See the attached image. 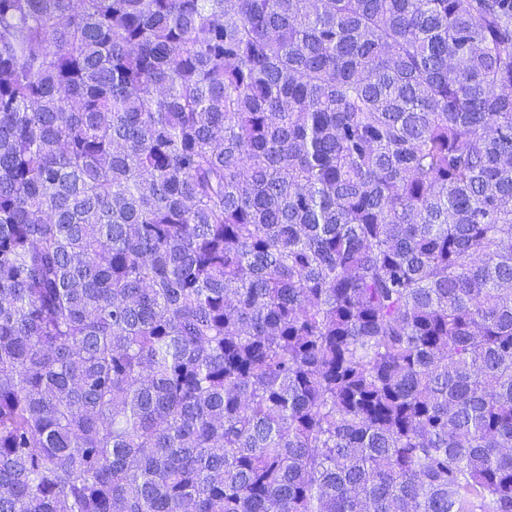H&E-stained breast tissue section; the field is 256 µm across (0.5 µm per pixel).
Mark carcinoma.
Instances as JSON below:
<instances>
[{"instance_id": "obj_1", "label": "carcinoma", "mask_w": 512, "mask_h": 512, "mask_svg": "<svg viewBox=\"0 0 512 512\" xmlns=\"http://www.w3.org/2000/svg\"><path fill=\"white\" fill-rule=\"evenodd\" d=\"M512 0H0V512H512Z\"/></svg>"}]
</instances>
